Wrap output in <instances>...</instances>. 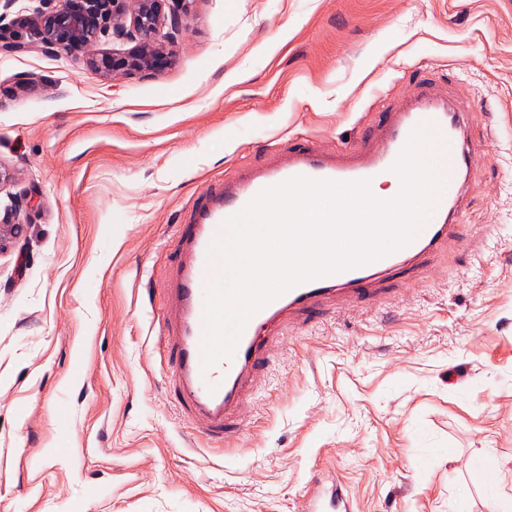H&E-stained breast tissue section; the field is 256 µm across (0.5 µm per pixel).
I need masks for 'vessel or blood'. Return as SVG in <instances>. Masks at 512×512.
Listing matches in <instances>:
<instances>
[{
    "instance_id": "vessel-or-blood-1",
    "label": "vessel or blood",
    "mask_w": 512,
    "mask_h": 512,
    "mask_svg": "<svg viewBox=\"0 0 512 512\" xmlns=\"http://www.w3.org/2000/svg\"><path fill=\"white\" fill-rule=\"evenodd\" d=\"M468 114L428 87H418L400 109L386 113L373 141L356 150H319L309 139L293 143L277 161L236 179L214 184L196 200L189 221L180 225L176 259L168 291L172 312L162 331L172 362L174 387L184 418L197 425L208 444L228 443L229 421L246 396L252 373L265 359L268 338L285 313L322 304L344 295L368 300L381 274L445 246L462 219L459 193L470 175L471 152L465 137ZM425 130L446 145L438 161L443 186L432 213L416 236L400 249L362 265L298 283L258 309L238 336L232 357L206 367L201 346L208 284L215 274L207 251L221 224L244 210L264 190L298 177L315 181L377 183L393 167L416 130ZM304 512H352L351 500L328 474L319 473L304 502Z\"/></svg>"
}]
</instances>
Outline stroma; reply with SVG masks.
Wrapping results in <instances>:
<instances>
[{
    "instance_id": "35a3bbf8",
    "label": "stroma",
    "mask_w": 512,
    "mask_h": 512,
    "mask_svg": "<svg viewBox=\"0 0 512 512\" xmlns=\"http://www.w3.org/2000/svg\"><path fill=\"white\" fill-rule=\"evenodd\" d=\"M158 72L0 53V512H353L512 497V0H196ZM436 63L475 149L447 252L283 317L208 445L159 348L176 227L212 180L374 137ZM487 458L494 469L465 468ZM312 483V491L304 502L303 511L352 512L349 495L328 474L319 473Z\"/></svg>"
}]
</instances>
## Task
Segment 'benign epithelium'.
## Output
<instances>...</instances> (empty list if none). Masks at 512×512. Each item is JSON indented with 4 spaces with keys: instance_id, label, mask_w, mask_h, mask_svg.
I'll list each match as a JSON object with an SVG mask.
<instances>
[{
    "instance_id": "1",
    "label": "benign epithelium",
    "mask_w": 512,
    "mask_h": 512,
    "mask_svg": "<svg viewBox=\"0 0 512 512\" xmlns=\"http://www.w3.org/2000/svg\"><path fill=\"white\" fill-rule=\"evenodd\" d=\"M46 9L20 20L31 40L23 41L18 31L0 25V52H25L40 43L64 52L87 50L107 35L132 47L120 59L93 57L90 63L105 73L118 69L158 71L169 63L160 27L168 24L176 33L186 27L194 0H41ZM28 195L15 196L0 218V232L15 223L29 207Z\"/></svg>"
}]
</instances>
